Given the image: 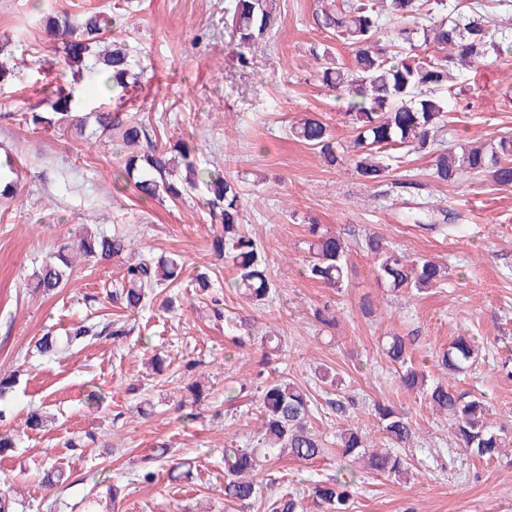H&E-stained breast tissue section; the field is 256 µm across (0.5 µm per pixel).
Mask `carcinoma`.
<instances>
[{
  "label": "carcinoma",
  "instance_id": "1",
  "mask_svg": "<svg viewBox=\"0 0 512 512\" xmlns=\"http://www.w3.org/2000/svg\"><path fill=\"white\" fill-rule=\"evenodd\" d=\"M446 0H330L320 9V24L331 31L354 52L352 66L340 62L328 51L313 52L322 61L316 78L323 87L342 90L352 99L350 116L355 136L350 149L357 175L365 182H376L401 168L413 154H434L433 178L441 183L456 181L469 173L481 175L497 185L512 186V133L503 132L496 140L480 146L435 144L434 135L448 124L449 103L433 97V91L448 85L450 73L460 67H471L493 54L501 56L512 49V41L492 39L490 29L479 11L469 16L444 15ZM273 0H235L228 19L239 56L243 49L264 34L271 23ZM393 20L390 32L384 34L383 18ZM46 36L63 47L64 68L72 75L88 70L87 62L104 79L106 89L114 94L126 90L128 80L137 76L136 61L122 41H107L114 24L106 11H91L78 22L68 18L46 17ZM429 46H452L450 55H431L419 61L409 56L417 43ZM76 98L73 89L57 87L50 103L51 111H31L23 121L40 128L51 124H72ZM100 132L112 135L121 144L133 148L123 158L122 167L114 172V180L134 185L144 200L179 199L184 186L176 180V172L185 170V180H199L207 193L206 205L214 221L223 225L224 236L212 243L214 254L229 259L235 270L230 287L259 305L276 292L267 265L252 238L240 229L242 193L238 184L224 174L199 168L189 146L179 142L164 149L147 145L144 126L117 111L97 110L89 113ZM289 135L316 151L328 166L342 164L332 135L315 115H306L289 126ZM415 224L436 231L439 223L454 220V214L430 201L416 202L409 215ZM312 236L311 252L305 274L328 288H341L346 277L349 248L336 234L320 232L317 224L308 227ZM365 249L375 261L378 278L394 291L432 287L442 278V269L425 259H412L396 251L383 238L369 235ZM76 251L96 260L121 259L125 273L110 291L112 303L126 310L140 308L153 291L167 289L180 278L182 264L175 258L156 262L135 257L131 240L124 233L84 234L60 247L34 273L35 287L49 294L66 285L72 273L69 255ZM112 336L126 334L124 327L81 321L67 336L70 343H90L105 332ZM413 339L394 334L386 337L382 354L398 365L400 387L424 398L429 405L448 415L450 429L458 445L474 458L490 461L512 447V439L495 430L488 420L489 407L480 393L458 392L443 382L427 383V376L415 367L412 358ZM37 354L52 356L59 349V339L48 330L34 344ZM479 344L475 337L457 336L440 355L441 369L457 375L478 362ZM260 408L264 415L263 433L254 448L224 447V497L237 503L241 512L254 505L266 512H304L303 501L310 499L317 512H349L350 488L358 476L336 477L318 481L307 488L308 496L288 490L276 496L263 497V486L255 476L265 463L288 452L294 460L314 463L329 454L322 436L311 425L313 407L307 394L288 378L260 383ZM374 411L388 441L404 447L415 436L408 411L377 403ZM341 456L364 462L369 473L402 476L410 471L409 463L388 450L367 445L356 427L339 433Z\"/></svg>",
  "mask_w": 512,
  "mask_h": 512
}]
</instances>
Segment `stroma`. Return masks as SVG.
<instances>
[{"label":"stroma","instance_id":"1","mask_svg":"<svg viewBox=\"0 0 512 512\" xmlns=\"http://www.w3.org/2000/svg\"><path fill=\"white\" fill-rule=\"evenodd\" d=\"M111 0H0V40H9L16 64L0 85V147L16 159L23 189L0 204V377L16 385L0 398V432L17 433L14 448L0 452V489L14 512H85L79 502L122 487L114 512H235L224 500L225 442L256 445L262 414L248 384L257 371L288 378L307 389L315 403L314 426L328 442L355 425L376 447L389 442L373 415L375 402L409 410L416 437L400 454L410 479L367 475L353 488L351 512H512V459L472 458L456 447L448 422L420 396L400 388L395 365L380 356L387 336L414 340L417 366L433 381L485 393L499 428L512 433V187L481 176L453 183L432 177L433 157L414 155L405 171L384 182H362L352 162L330 167L318 153L294 140L288 127L304 115L328 124L339 146L349 144L353 124L347 93L330 92L315 79L311 47L327 48L351 62V47L319 27L318 0H275L273 23L240 64L231 31L224 25L231 0H131L117 26L144 74L123 99L110 96L89 74L72 83L63 53L39 18L68 14L79 20ZM72 85L82 111L121 109L146 126L160 144L186 140L195 161L223 170L243 193L244 229L257 243L277 289L273 301L255 305L229 286L230 263L217 261L202 190L177 200L143 201L132 190L116 191L113 172L124 149L95 124L84 134L71 126L33 128L24 112L49 111L51 82ZM462 94L444 132L448 141H487L512 132V55L478 64L460 80ZM420 185L423 198L453 210L455 226L429 232L408 223L413 198L400 188L403 175ZM318 223L349 247L345 286L334 289L305 277L311 238ZM132 235L145 258L181 260L183 273L173 309L149 295L138 312L114 308L107 292L123 274L119 261L78 264L66 287L44 294L33 273L45 256L72 242L81 225ZM377 234L413 257L432 260L445 275L420 293L393 292L378 282L366 235ZM212 283L199 292L195 277ZM220 299L238 331L212 320L208 304ZM372 313H364L363 304ZM334 317L321 324L315 310ZM88 316L126 319L121 340L61 344L40 358L32 346L45 330L65 335ZM282 337V350L266 368L261 338ZM483 341L475 369L449 379L435 358L462 331ZM244 336L236 347L235 336ZM159 356L162 371L144 363ZM194 369H187V362ZM335 374L323 383L321 370ZM204 399L186 418L179 402L192 381ZM347 402L344 412L333 400ZM46 415L36 431L25 428L29 411ZM81 448H73V441ZM166 451L191 464L190 476L160 468L153 484L138 475L145 460ZM361 463L332 454L312 464L289 457L268 462L261 483L287 482L300 489L335 477L339 468ZM59 468L67 481L49 485L46 471Z\"/></svg>","mask_w":512,"mask_h":512}]
</instances>
